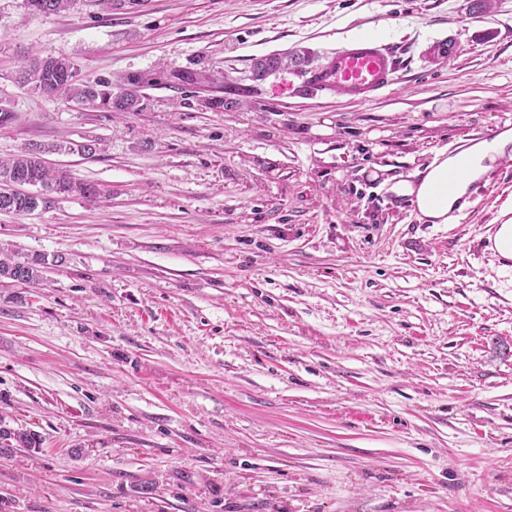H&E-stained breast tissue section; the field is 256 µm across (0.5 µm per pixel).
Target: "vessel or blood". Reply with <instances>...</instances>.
Masks as SVG:
<instances>
[{
  "instance_id": "b4317fda",
  "label": "vessel or blood",
  "mask_w": 512,
  "mask_h": 512,
  "mask_svg": "<svg viewBox=\"0 0 512 512\" xmlns=\"http://www.w3.org/2000/svg\"><path fill=\"white\" fill-rule=\"evenodd\" d=\"M395 72L391 52L373 40L360 39L327 57L309 80L317 91L366 100L393 84Z\"/></svg>"
}]
</instances>
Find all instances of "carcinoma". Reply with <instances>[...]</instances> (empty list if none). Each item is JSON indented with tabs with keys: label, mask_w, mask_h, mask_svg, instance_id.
<instances>
[{
	"label": "carcinoma",
	"mask_w": 512,
	"mask_h": 512,
	"mask_svg": "<svg viewBox=\"0 0 512 512\" xmlns=\"http://www.w3.org/2000/svg\"><path fill=\"white\" fill-rule=\"evenodd\" d=\"M72 0H27L26 7L38 14L51 15L65 10ZM302 67L305 59L297 56L268 55L253 64V80L263 81L283 67ZM76 70L74 62L66 56H50L42 68L40 84L34 89L46 94L62 95L89 109H105L109 112H135L140 107L141 90L151 83L147 76L127 77L118 91L98 88V84L82 82L72 74ZM100 150L99 144L91 140L87 143L34 145L19 154L0 160V212L26 215L41 205L51 202L53 195L77 194L95 203L101 196L99 188L88 182H81L65 176L59 170L46 165L42 159L45 153L74 152L93 155ZM20 182L35 183L44 191L43 197L33 199L21 197L15 191ZM45 260L36 256H26L16 260L11 256H0V278L18 284L33 285L43 278ZM8 448H37L39 436L31 432H17L0 425V444Z\"/></svg>",
	"instance_id": "carcinoma-1"
}]
</instances>
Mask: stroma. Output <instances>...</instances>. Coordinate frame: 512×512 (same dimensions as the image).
I'll list each match as a JSON object with an SVG mask.
<instances>
[{"label": "stroma", "mask_w": 512, "mask_h": 512, "mask_svg": "<svg viewBox=\"0 0 512 512\" xmlns=\"http://www.w3.org/2000/svg\"><path fill=\"white\" fill-rule=\"evenodd\" d=\"M0 0V158L97 140L48 165L104 194L0 213V512H512V158L468 211L421 220L394 187L437 154L512 131V0ZM369 35L394 85L308 88ZM72 57L142 107L88 109L21 85ZM239 88V105L201 107ZM305 59L303 57L297 56H282L277 54L268 55L257 59L253 64L252 75L253 81H263L271 74L277 72L282 67H302L305 66ZM491 249L495 250L505 261L512 260V224L498 225ZM45 260L36 256H25L22 261L11 256L2 257L0 253V278L18 284H38L43 278ZM1 443L6 446L4 448H37L40 445V439L35 433L12 431L2 426L0 422V447Z\"/></svg>", "instance_id": "1"}]
</instances>
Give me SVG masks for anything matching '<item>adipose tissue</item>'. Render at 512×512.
<instances>
[{
    "label": "adipose tissue",
    "mask_w": 512,
    "mask_h": 512,
    "mask_svg": "<svg viewBox=\"0 0 512 512\" xmlns=\"http://www.w3.org/2000/svg\"><path fill=\"white\" fill-rule=\"evenodd\" d=\"M511 152L512 132L506 131L493 142H478L457 155L436 160L421 173L417 185H404L402 192L413 196L419 213L430 223H447L471 185L485 174L489 162ZM458 169L462 177L456 184H449V173Z\"/></svg>",
    "instance_id": "ef3b65f1"
}]
</instances>
